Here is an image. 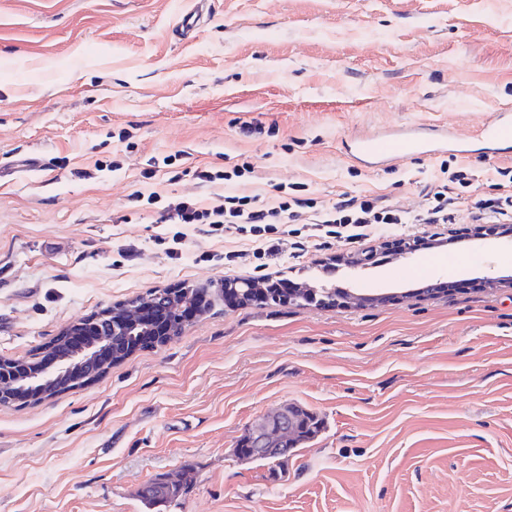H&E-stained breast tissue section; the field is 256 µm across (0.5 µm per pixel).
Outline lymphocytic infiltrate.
Wrapping results in <instances>:
<instances>
[{
    "label": "lymphocytic infiltrate",
    "instance_id": "1",
    "mask_svg": "<svg viewBox=\"0 0 512 512\" xmlns=\"http://www.w3.org/2000/svg\"><path fill=\"white\" fill-rule=\"evenodd\" d=\"M467 183L468 174L456 170L448 182L431 183L423 189V201L417 210L407 212L380 197L341 194L336 202L319 206L300 193L275 194L273 202L259 203L247 194L224 196L215 205L203 208L193 200L169 203L158 213L161 224H204L209 234H250L255 257H277L279 244L266 236L275 225L290 222L307 225L311 236L335 234L337 229L366 231L381 224H455L462 201L450 195L449 182Z\"/></svg>",
    "mask_w": 512,
    "mask_h": 512
}]
</instances>
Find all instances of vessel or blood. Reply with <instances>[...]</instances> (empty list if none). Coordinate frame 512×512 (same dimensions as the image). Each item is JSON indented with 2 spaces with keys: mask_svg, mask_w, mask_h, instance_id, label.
I'll list each match as a JSON object with an SVG mask.
<instances>
[{
  "mask_svg": "<svg viewBox=\"0 0 512 512\" xmlns=\"http://www.w3.org/2000/svg\"><path fill=\"white\" fill-rule=\"evenodd\" d=\"M450 152L469 156H512V103H502L478 124L474 135L459 139L454 131L439 125H412L387 135L357 138L353 157L375 169L396 162L401 154L425 156Z\"/></svg>",
  "mask_w": 512,
  "mask_h": 512,
  "instance_id": "b4317fda",
  "label": "vessel or blood"
}]
</instances>
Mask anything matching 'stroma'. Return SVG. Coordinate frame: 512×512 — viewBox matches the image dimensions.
Wrapping results in <instances>:
<instances>
[{"mask_svg": "<svg viewBox=\"0 0 512 512\" xmlns=\"http://www.w3.org/2000/svg\"><path fill=\"white\" fill-rule=\"evenodd\" d=\"M196 3L0 0V165L46 164L0 179V358L32 359L152 290L208 300L101 377L0 405V512H145L138 490L185 470L190 488L160 512H512V237L467 238L466 211L351 243L282 224L261 268L247 234L191 228L170 257L178 227L156 221L175 199L265 200L295 183L320 204L350 193L413 210L444 162L471 174L454 187L465 201L496 194L512 157L371 170L346 141L437 120L468 135L512 100V0H208L182 38ZM245 122L261 133L243 136ZM422 236L440 247L351 262ZM266 274L385 299L225 304V281ZM284 405L320 432L283 459H240Z\"/></svg>", "mask_w": 512, "mask_h": 512, "instance_id": "35a3bbf8", "label": "stroma"}]
</instances>
